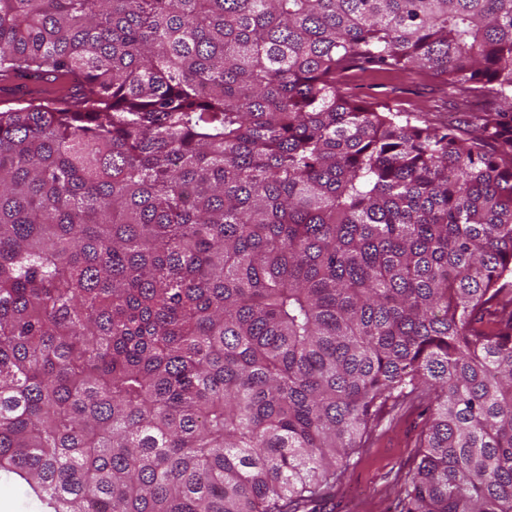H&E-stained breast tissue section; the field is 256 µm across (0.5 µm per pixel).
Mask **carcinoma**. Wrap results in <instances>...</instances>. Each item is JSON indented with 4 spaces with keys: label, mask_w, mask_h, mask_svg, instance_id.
<instances>
[{
    "label": "carcinoma",
    "mask_w": 512,
    "mask_h": 512,
    "mask_svg": "<svg viewBox=\"0 0 512 512\" xmlns=\"http://www.w3.org/2000/svg\"><path fill=\"white\" fill-rule=\"evenodd\" d=\"M417 70L477 132L367 101ZM0 474L309 512L427 393L401 512H512V0H0Z\"/></svg>",
    "instance_id": "cac0c4a2"
}]
</instances>
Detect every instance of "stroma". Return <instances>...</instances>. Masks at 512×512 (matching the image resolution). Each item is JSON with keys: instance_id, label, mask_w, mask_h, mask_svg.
Returning <instances> with one entry per match:
<instances>
[{"instance_id": "obj_1", "label": "stroma", "mask_w": 512, "mask_h": 512, "mask_svg": "<svg viewBox=\"0 0 512 512\" xmlns=\"http://www.w3.org/2000/svg\"><path fill=\"white\" fill-rule=\"evenodd\" d=\"M354 82L361 94L400 103L421 121L467 131L477 115L468 104L417 71L361 73ZM427 417L423 397L392 407L366 446L350 456L346 470L318 503V512H396L397 491L416 466L417 439Z\"/></svg>"}]
</instances>
